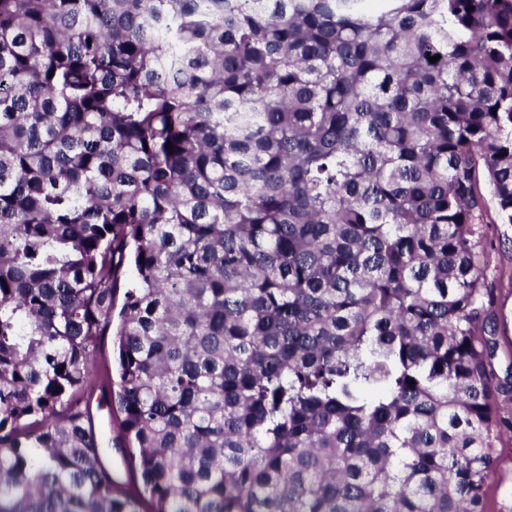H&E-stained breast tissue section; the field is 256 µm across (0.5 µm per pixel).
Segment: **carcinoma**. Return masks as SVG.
Returning <instances> with one entry per match:
<instances>
[{
    "label": "carcinoma",
    "mask_w": 512,
    "mask_h": 512,
    "mask_svg": "<svg viewBox=\"0 0 512 512\" xmlns=\"http://www.w3.org/2000/svg\"><path fill=\"white\" fill-rule=\"evenodd\" d=\"M367 2L0 0V512H487L512 0ZM92 419L95 430L101 441L100 462L111 473L116 486L126 491H133L140 486L139 473L119 448L114 447L115 438L119 434L121 414H111L109 407H97V400H92Z\"/></svg>",
    "instance_id": "obj_1"
}]
</instances>
